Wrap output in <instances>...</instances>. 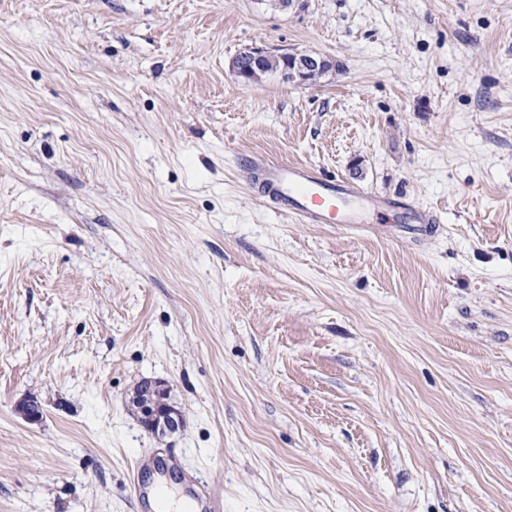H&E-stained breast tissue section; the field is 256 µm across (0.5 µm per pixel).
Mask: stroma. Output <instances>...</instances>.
<instances>
[{"instance_id":"obj_1","label":"stroma","mask_w":512,"mask_h":512,"mask_svg":"<svg viewBox=\"0 0 512 512\" xmlns=\"http://www.w3.org/2000/svg\"><path fill=\"white\" fill-rule=\"evenodd\" d=\"M244 156L441 222L296 223ZM151 454L224 512H512V0H0V512H150ZM286 59L278 55H274L266 59L265 65L269 73L279 72L285 65V73L294 82L313 83L316 82L325 73L323 69L327 63H330L325 57L318 54H284ZM132 403L141 414L143 427L151 434L166 436L175 434L184 428L182 412L171 402H157L149 397L146 403H143L142 396L135 391ZM145 405H149L150 408ZM172 468L163 460L154 459L151 461L140 459L137 466L129 472L126 478L128 494L134 499L140 500L144 498L147 492V478L153 477L155 474H164ZM181 493L193 503L194 512H223L224 495L221 491L212 487L209 483L199 478L188 475L181 481Z\"/></svg>"}]
</instances>
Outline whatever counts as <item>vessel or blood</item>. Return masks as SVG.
I'll use <instances>...</instances> for the list:
<instances>
[{
    "label": "vessel or blood",
    "instance_id": "b4317fda",
    "mask_svg": "<svg viewBox=\"0 0 512 512\" xmlns=\"http://www.w3.org/2000/svg\"><path fill=\"white\" fill-rule=\"evenodd\" d=\"M238 170L246 184L300 224H365L370 216L381 218L399 211L392 198L327 178L306 165L253 156L243 159ZM168 469L159 459L140 460L126 478L129 495L144 498L147 478ZM180 490L193 502L196 512H224L223 493L209 483L190 475L182 479Z\"/></svg>",
    "mask_w": 512,
    "mask_h": 512
}]
</instances>
